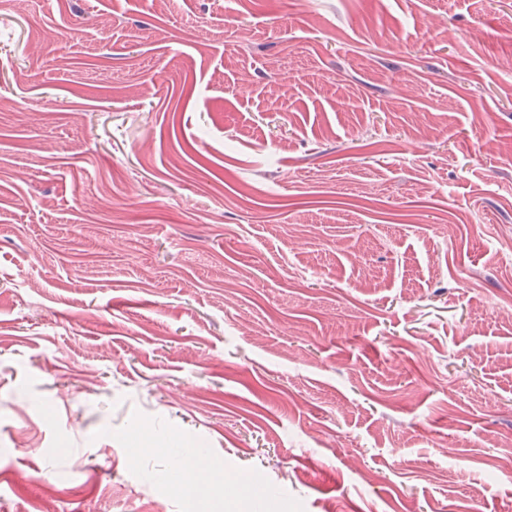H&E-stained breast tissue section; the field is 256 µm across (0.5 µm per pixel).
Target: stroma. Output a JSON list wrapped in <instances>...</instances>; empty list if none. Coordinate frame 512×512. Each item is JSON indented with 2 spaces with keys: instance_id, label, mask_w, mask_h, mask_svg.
Returning a JSON list of instances; mask_svg holds the SVG:
<instances>
[{
  "instance_id": "stroma-1",
  "label": "stroma",
  "mask_w": 512,
  "mask_h": 512,
  "mask_svg": "<svg viewBox=\"0 0 512 512\" xmlns=\"http://www.w3.org/2000/svg\"><path fill=\"white\" fill-rule=\"evenodd\" d=\"M0 512H512V0H0ZM193 463L178 474V484L182 486L187 512H198L205 486L215 477L216 470L207 456L196 453L193 449L188 451Z\"/></svg>"
}]
</instances>
